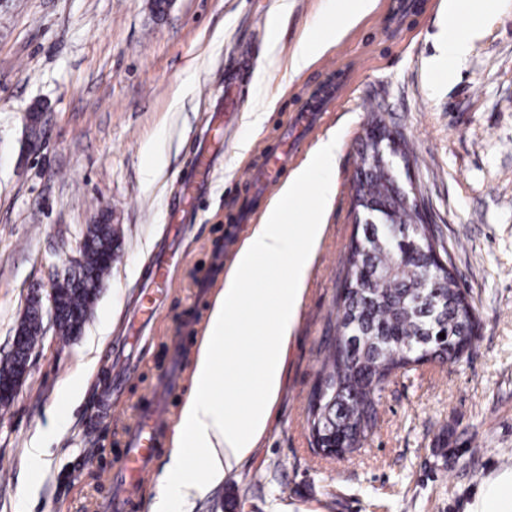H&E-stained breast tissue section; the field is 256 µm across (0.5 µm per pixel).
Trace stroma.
Here are the masks:
<instances>
[{
	"label": "stroma",
	"instance_id": "obj_1",
	"mask_svg": "<svg viewBox=\"0 0 512 512\" xmlns=\"http://www.w3.org/2000/svg\"><path fill=\"white\" fill-rule=\"evenodd\" d=\"M5 0L0 5V361L32 293L72 265L89 225L109 218L119 247L80 336L46 330L11 403L0 407V512H98L120 469L139 407L187 337L182 384L168 398L178 423L192 367L237 224L261 165L312 93L344 72L346 86L297 151L300 165L335 132L328 178L336 194L288 347L283 386L264 436L239 472L172 512H463L480 481L512 467V0H482L467 25L468 54L447 63V0H416L394 22L390 0L341 27L346 0ZM339 26V25H338ZM325 39L308 66L293 57L308 35ZM253 54L240 59L237 47ZM232 78L245 99L214 151L220 160L195 221H169L180 172ZM411 145L409 174L461 276L480 325L457 362L393 374L362 448L316 453L308 396L336 334L341 258L355 233L351 177L369 102ZM42 121L32 125L31 113ZM165 158L145 173V149ZM179 258L171 284L139 293L165 240ZM133 364L120 388L106 357ZM60 422L42 436L48 414ZM43 447L33 457V447Z\"/></svg>",
	"mask_w": 512,
	"mask_h": 512
}]
</instances>
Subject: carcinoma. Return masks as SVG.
Instances as JSON below:
<instances>
[{
    "mask_svg": "<svg viewBox=\"0 0 512 512\" xmlns=\"http://www.w3.org/2000/svg\"><path fill=\"white\" fill-rule=\"evenodd\" d=\"M356 183L355 223L398 226L392 239L376 231L355 236L344 254L346 278L336 301V336L321 360L319 381L309 398V428L315 447L329 443L327 417L336 419L337 453L363 447L373 432L378 394L390 375L422 361L457 362L464 355L460 337L478 320L447 249L418 206L396 191L391 170L376 156L369 137L362 140ZM118 237L112 224L87 228L74 266L83 279L62 298L55 322L63 339L94 303L90 289L103 282L111 264L103 260ZM43 318L31 311L21 323L29 343L41 334ZM445 338H440V334Z\"/></svg>",
    "mask_w": 512,
    "mask_h": 512,
    "instance_id": "carcinoma-1",
    "label": "carcinoma"
}]
</instances>
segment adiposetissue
I'll return each instance as SVG.
<instances>
[{"label": "adipose tissue", "mask_w": 512, "mask_h": 512, "mask_svg": "<svg viewBox=\"0 0 512 512\" xmlns=\"http://www.w3.org/2000/svg\"><path fill=\"white\" fill-rule=\"evenodd\" d=\"M466 12L465 0H448L441 58L455 61L466 54L471 38L461 25ZM338 152L335 134L322 138L239 248L210 312L176 446L162 468L150 512H171L173 494L204 492L206 481L187 476L186 461L202 468L206 480L225 476L241 468L265 433L334 192L331 182L313 184L312 173L332 170ZM313 185L319 205L308 210L303 223H291L296 205ZM465 512H512V469L484 478Z\"/></svg>", "instance_id": "adipose-tissue-1"}]
</instances>
